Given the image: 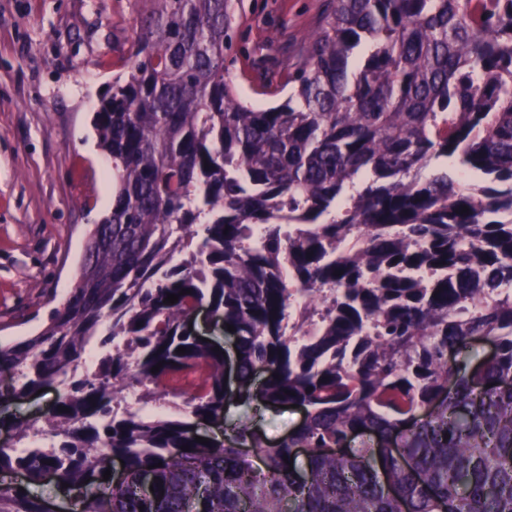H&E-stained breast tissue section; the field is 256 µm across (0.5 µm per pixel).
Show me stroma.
Returning a JSON list of instances; mask_svg holds the SVG:
<instances>
[{"label": "stroma", "mask_w": 512, "mask_h": 512, "mask_svg": "<svg viewBox=\"0 0 512 512\" xmlns=\"http://www.w3.org/2000/svg\"><path fill=\"white\" fill-rule=\"evenodd\" d=\"M331 0H232L229 75L268 106ZM145 0H0V342L34 334L73 287L89 229L112 205V161L93 116L135 49ZM61 380L0 407L48 417Z\"/></svg>", "instance_id": "35a3bbf8"}]
</instances>
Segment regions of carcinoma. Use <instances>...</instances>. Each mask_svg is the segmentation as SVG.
I'll list each match as a JSON object with an SVG mask.
<instances>
[{
	"mask_svg": "<svg viewBox=\"0 0 512 512\" xmlns=\"http://www.w3.org/2000/svg\"><path fill=\"white\" fill-rule=\"evenodd\" d=\"M148 2L94 116L112 209L49 321L0 346V401L68 380L47 426L12 424L60 443L0 448L24 478L0 512H43L48 472L94 487L79 512H512V0H333L267 108L227 79L231 0ZM205 305L234 326L229 388L188 328ZM472 337L495 356L448 357ZM129 384L190 389L199 420L236 398L307 415L204 445L118 414Z\"/></svg>",
	"mask_w": 512,
	"mask_h": 512,
	"instance_id": "carcinoma-1",
	"label": "carcinoma"
}]
</instances>
